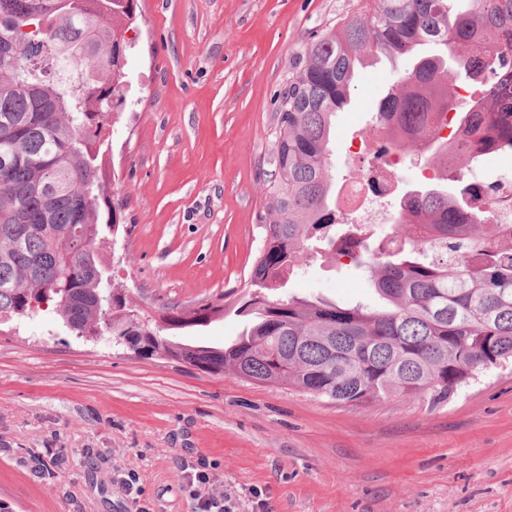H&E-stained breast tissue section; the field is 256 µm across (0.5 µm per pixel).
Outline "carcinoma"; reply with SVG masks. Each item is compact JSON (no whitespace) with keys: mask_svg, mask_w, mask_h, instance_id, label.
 <instances>
[{"mask_svg":"<svg viewBox=\"0 0 512 512\" xmlns=\"http://www.w3.org/2000/svg\"><path fill=\"white\" fill-rule=\"evenodd\" d=\"M0 0V319H32L51 303L75 336L108 329L175 362L229 373L361 407L388 395L447 401L486 371L512 364V236L495 238L470 207L480 188L436 180L405 192L406 218L376 238L348 224L350 265L384 301L339 305L321 296L270 299L326 242L336 246V182L329 143L336 113L365 64L402 57L412 69L380 98L374 118L395 120L392 144L425 161L454 148L432 125L475 113L482 131L461 145L468 160L512 149V122L499 115L497 64L512 58V0H358L339 29L307 44L305 61L281 96L271 148L262 246L250 268L248 317L222 347L186 343L179 333L224 315L229 303L172 304L151 329L107 287L104 230L123 223L107 192L109 145L100 138L124 102V69L137 0ZM477 86L466 111L448 89ZM112 299V325L104 311Z\"/></svg>","mask_w":512,"mask_h":512,"instance_id":"obj_1","label":"carcinoma"}]
</instances>
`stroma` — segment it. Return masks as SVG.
I'll return each mask as SVG.
<instances>
[{"label":"stroma","instance_id":"1","mask_svg":"<svg viewBox=\"0 0 512 512\" xmlns=\"http://www.w3.org/2000/svg\"><path fill=\"white\" fill-rule=\"evenodd\" d=\"M357 0H139L126 106L102 129L124 224L102 258L142 314L249 296L279 96L306 44ZM409 64L361 69L329 144L337 180L368 167L374 106ZM286 291L377 305L326 255ZM230 312L184 340L221 346ZM215 461L238 512H512V369L440 404L392 395L362 407L144 359L74 336L52 309L0 322V501L11 512H129L112 470L135 472L154 512H191L180 459ZM260 489L269 503L252 497Z\"/></svg>","mask_w":512,"mask_h":512}]
</instances>
